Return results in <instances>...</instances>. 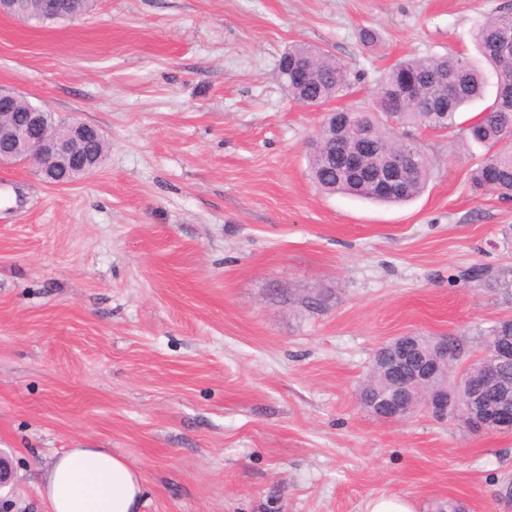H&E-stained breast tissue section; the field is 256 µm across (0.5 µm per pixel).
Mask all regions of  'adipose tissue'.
Instances as JSON below:
<instances>
[{
  "label": "adipose tissue",
  "instance_id": "adipose-tissue-1",
  "mask_svg": "<svg viewBox=\"0 0 512 512\" xmlns=\"http://www.w3.org/2000/svg\"><path fill=\"white\" fill-rule=\"evenodd\" d=\"M40 494L48 512H143L145 478L124 455L72 448L48 465Z\"/></svg>",
  "mask_w": 512,
  "mask_h": 512
}]
</instances>
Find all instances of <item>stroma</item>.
<instances>
[{
	"label": "stroma",
	"instance_id": "1",
	"mask_svg": "<svg viewBox=\"0 0 512 512\" xmlns=\"http://www.w3.org/2000/svg\"><path fill=\"white\" fill-rule=\"evenodd\" d=\"M508 0H98L44 24L0 17V84L100 127L92 179L0 169V512H47L56 453L135 460L144 512H512V433L473 435L359 403L377 349L476 336L512 299L457 282L512 264V200L473 191L484 150L402 128L433 175L404 205L328 195L308 143L322 112L279 77L324 48L368 103L409 56L477 59ZM375 32V43L361 39ZM323 291V311L298 300ZM368 512H416L414 505L399 496L380 497L369 504Z\"/></svg>",
	"mask_w": 512,
	"mask_h": 512
}]
</instances>
